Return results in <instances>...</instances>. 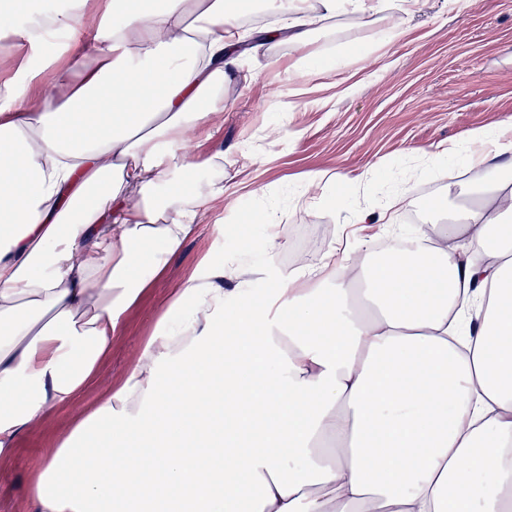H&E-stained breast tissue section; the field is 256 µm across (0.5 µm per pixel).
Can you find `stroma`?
I'll list each match as a JSON object with an SVG mask.
<instances>
[{
    "instance_id": "stroma-1",
    "label": "stroma",
    "mask_w": 512,
    "mask_h": 512,
    "mask_svg": "<svg viewBox=\"0 0 512 512\" xmlns=\"http://www.w3.org/2000/svg\"><path fill=\"white\" fill-rule=\"evenodd\" d=\"M403 33L385 42L386 31ZM362 48L350 56L351 47ZM346 56L337 72L291 78L289 64ZM279 58L280 68L268 65ZM512 117V0H421L400 16L389 5L364 19L344 14L314 26L307 46L287 41L242 55L224 86V110L209 134L189 135L186 155L204 160L193 180L174 192L203 197L192 232L127 310L91 383L78 399L35 417L11 454L0 455V512H40L31 485L75 419L98 407L138 363L183 283L201 260L219 267L238 257L251 272L250 294L267 302L288 274L318 267L334 249L363 253L383 242L385 227L356 231L350 217L384 208L411 191L438 201L472 198L464 162L469 133ZM448 150L452 176L424 177L427 154ZM354 178L337 207V171ZM320 173L316 190L309 174ZM220 188L223 199L209 200ZM274 214L281 246L268 251L258 217ZM253 217L242 225L244 217ZM250 235V253L237 255L236 237Z\"/></svg>"
}]
</instances>
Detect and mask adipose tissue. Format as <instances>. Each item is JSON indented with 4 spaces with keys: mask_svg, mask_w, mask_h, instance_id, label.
Segmentation results:
<instances>
[{
    "mask_svg": "<svg viewBox=\"0 0 512 512\" xmlns=\"http://www.w3.org/2000/svg\"><path fill=\"white\" fill-rule=\"evenodd\" d=\"M281 0L282 28L246 33L225 0H87L0 33L28 53L0 85V455L74 399L127 309L177 252L201 201L181 153L210 125L241 42L251 51L382 0ZM91 55L58 66V40ZM48 84L41 105L21 90ZM470 159L475 199L414 245L329 255L289 274L286 313L224 270L191 277L184 337L158 328L138 366L83 414L33 487L41 512H506L512 494V140Z\"/></svg>",
    "mask_w": 512,
    "mask_h": 512,
    "instance_id": "obj_1",
    "label": "adipose tissue"
}]
</instances>
